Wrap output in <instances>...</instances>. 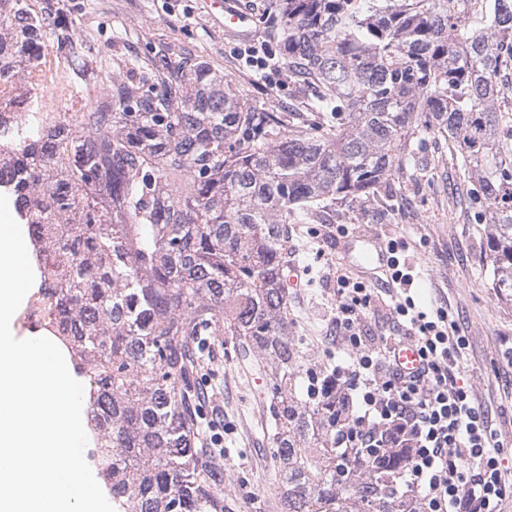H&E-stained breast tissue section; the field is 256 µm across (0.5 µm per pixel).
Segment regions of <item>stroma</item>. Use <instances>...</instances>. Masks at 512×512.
Wrapping results in <instances>:
<instances>
[{
  "instance_id": "stroma-1",
  "label": "stroma",
  "mask_w": 512,
  "mask_h": 512,
  "mask_svg": "<svg viewBox=\"0 0 512 512\" xmlns=\"http://www.w3.org/2000/svg\"><path fill=\"white\" fill-rule=\"evenodd\" d=\"M253 19L246 41L225 36L221 26L197 8L198 0H38L46 12L64 9L81 38L94 41L103 68L115 55L157 52L166 46L206 60L228 76L240 94L270 111L300 118L306 94L299 92L279 57L278 45L261 30L269 0H240ZM254 49L268 67L256 74L239 50ZM467 184L447 140L426 137L415 148V163L396 175L391 188L373 197L336 205L345 237L319 244L309 224L288 227L301 284L289 288L293 331L303 342L305 362L322 363L335 353L329 340L336 304L335 269L367 287L379 288L386 272L358 270V236L378 241L404 239L406 262L425 302L443 304L467 340L464 379L492 413L499 438L512 446V300L498 296L487 257L489 227L470 220ZM210 420L224 428V487L231 512H280L279 468L266 431L269 393L264 369L237 357L229 336L211 337L201 358Z\"/></svg>"
}]
</instances>
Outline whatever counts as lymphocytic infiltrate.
<instances>
[{
  "label": "lymphocytic infiltrate",
  "mask_w": 512,
  "mask_h": 512,
  "mask_svg": "<svg viewBox=\"0 0 512 512\" xmlns=\"http://www.w3.org/2000/svg\"><path fill=\"white\" fill-rule=\"evenodd\" d=\"M385 248L390 280L402 290L392 314L404 336L367 335L379 289L336 276L331 327L347 356L327 387L336 397L337 443L400 457L394 478L410 512H502L512 499V470L489 409L460 381L466 339L447 308L415 300L404 241L387 240ZM404 343L420 356L417 374L396 367Z\"/></svg>",
  "instance_id": "1"
}]
</instances>
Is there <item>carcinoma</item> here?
Instances as JSON below:
<instances>
[{
	"label": "carcinoma",
	"mask_w": 512,
	"mask_h": 512,
	"mask_svg": "<svg viewBox=\"0 0 512 512\" xmlns=\"http://www.w3.org/2000/svg\"><path fill=\"white\" fill-rule=\"evenodd\" d=\"M270 0L264 33L322 124L303 129L240 98L191 55L157 52L104 76L62 12L0 0V88L52 40L98 89L81 112L0 109V189L27 224L44 329L88 378L91 458L116 512H224L221 466L200 439V339L232 336L269 372L268 428L283 512H400L380 462L336 447V408L301 399L288 319V227L328 224L407 168L412 140L441 136L488 224L495 287L512 292V0Z\"/></svg>",
	"instance_id": "carcinoma-1"
}]
</instances>
